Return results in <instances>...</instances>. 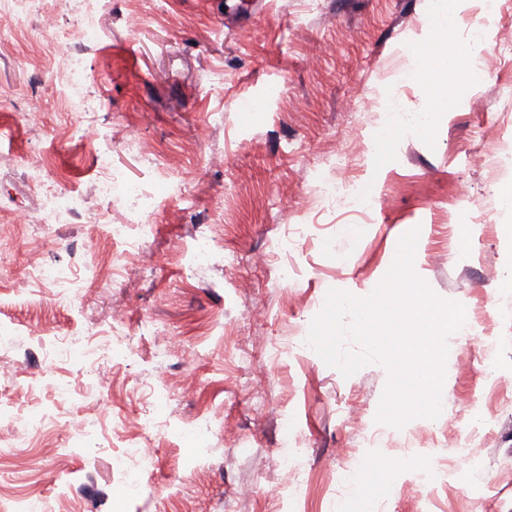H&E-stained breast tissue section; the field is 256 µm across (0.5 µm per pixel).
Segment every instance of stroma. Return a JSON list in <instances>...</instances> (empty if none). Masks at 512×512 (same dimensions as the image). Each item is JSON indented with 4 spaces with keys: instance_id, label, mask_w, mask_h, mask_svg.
Here are the masks:
<instances>
[{
    "instance_id": "1",
    "label": "stroma",
    "mask_w": 512,
    "mask_h": 512,
    "mask_svg": "<svg viewBox=\"0 0 512 512\" xmlns=\"http://www.w3.org/2000/svg\"><path fill=\"white\" fill-rule=\"evenodd\" d=\"M431 0H100V35L72 33L59 0L24 17L0 14V491L50 502L55 512H512V212L498 193L511 172L486 162L512 142V59L497 43L512 31V0L484 24L482 80L402 81L428 42ZM70 31L64 49L49 27ZM82 54L91 121L112 143V163L137 186L167 185L145 220L154 227L122 257L109 227L130 220L113 201L102 223H18L37 196L27 165L45 160L42 187L90 192V143L56 80L62 50ZM263 96L243 112L240 95ZM408 108L431 99L428 127L396 132L380 97ZM361 101L358 111L346 99ZM137 140L139 152L127 150ZM373 189L366 215L337 210L325 183ZM470 189L457 195L460 183ZM306 225L289 257L280 242ZM419 229L413 268L441 299L464 306L501 345L481 364L478 335L451 334L444 414L389 428L368 446L389 378L372 362L343 377L308 346L329 290L369 296L400 238ZM208 260L189 270L197 239ZM94 279L63 301L50 284L13 294L34 265L81 268ZM120 262H113V254ZM290 260L294 273L281 280ZM100 344L95 377L59 359L64 337ZM165 348L164 361L154 352ZM42 420L41 432L28 422ZM209 421L208 454L183 431ZM291 434H284L286 422ZM488 430L464 448V432ZM154 448L140 489L115 468L128 440ZM293 467H284L282 453ZM444 461L435 493L419 464Z\"/></svg>"
}]
</instances>
